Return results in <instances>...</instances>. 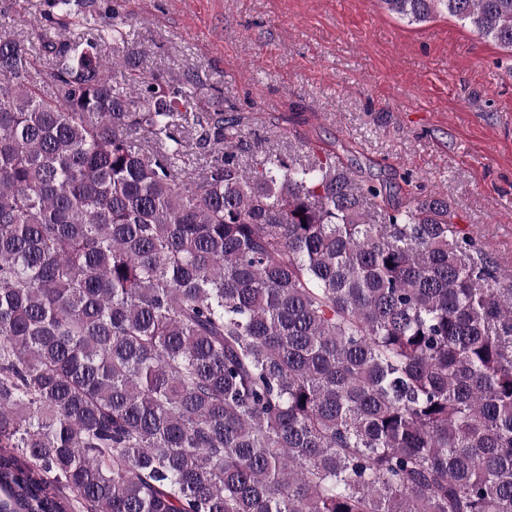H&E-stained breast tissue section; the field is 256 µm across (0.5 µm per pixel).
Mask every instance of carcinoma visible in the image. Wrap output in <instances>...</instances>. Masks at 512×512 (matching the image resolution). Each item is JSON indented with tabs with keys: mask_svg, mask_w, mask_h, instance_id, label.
<instances>
[{
	"mask_svg": "<svg viewBox=\"0 0 512 512\" xmlns=\"http://www.w3.org/2000/svg\"><path fill=\"white\" fill-rule=\"evenodd\" d=\"M382 2L512 51V0ZM44 6L45 86L0 32V512H512V288L448 197L378 222Z\"/></svg>",
	"mask_w": 512,
	"mask_h": 512,
	"instance_id": "obj_1",
	"label": "carcinoma"
}]
</instances>
